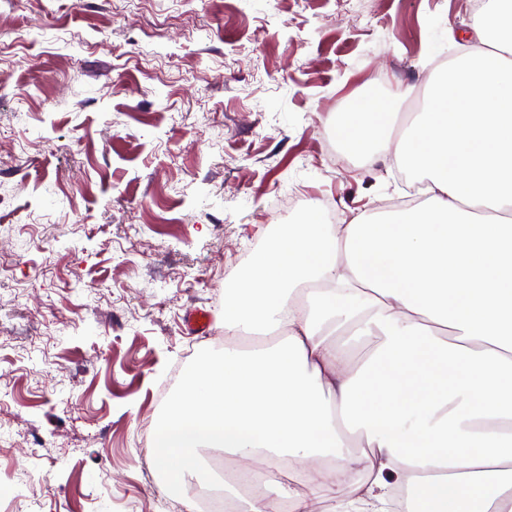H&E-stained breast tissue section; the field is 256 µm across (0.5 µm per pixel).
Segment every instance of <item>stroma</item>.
I'll list each match as a JSON object with an SVG mask.
<instances>
[{
	"label": "stroma",
	"mask_w": 512,
	"mask_h": 512,
	"mask_svg": "<svg viewBox=\"0 0 512 512\" xmlns=\"http://www.w3.org/2000/svg\"><path fill=\"white\" fill-rule=\"evenodd\" d=\"M479 20L471 0H0V472L32 473L25 500L194 497L145 484L158 389L223 345L224 287L269 226L301 221L275 197L354 219L403 194L335 115L374 91L408 116Z\"/></svg>",
	"instance_id": "obj_1"
}]
</instances>
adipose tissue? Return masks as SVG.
<instances>
[{
    "instance_id": "obj_1",
    "label": "adipose tissue",
    "mask_w": 512,
    "mask_h": 512,
    "mask_svg": "<svg viewBox=\"0 0 512 512\" xmlns=\"http://www.w3.org/2000/svg\"><path fill=\"white\" fill-rule=\"evenodd\" d=\"M476 36L393 155L425 181L428 206L346 224L309 206L225 288L223 347L187 370L154 425L164 483L222 484L239 512H336L356 471L363 512H390L402 488L412 512H512V0H493ZM390 108L363 97L340 111L346 153L387 147ZM349 331L373 342L363 362ZM208 449L238 478L260 458L274 468L245 497Z\"/></svg>"
}]
</instances>
